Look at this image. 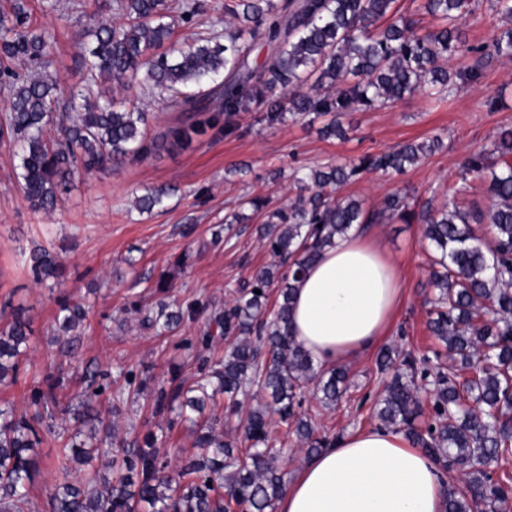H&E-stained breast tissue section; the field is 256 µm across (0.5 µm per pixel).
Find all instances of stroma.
<instances>
[{
    "mask_svg": "<svg viewBox=\"0 0 512 512\" xmlns=\"http://www.w3.org/2000/svg\"><path fill=\"white\" fill-rule=\"evenodd\" d=\"M58 2L66 14L62 21L44 11V0H27V5L33 24L48 29L55 40L46 71L59 76V99L64 102L85 76L84 27L98 15L115 17L116 11L115 0ZM479 3L476 14L460 27L461 39L469 45L489 41L508 25L491 11L490 0ZM448 65L455 71L476 67L481 76L441 101L417 94L384 110L346 113L341 119L347 131L343 139L325 136L320 119L269 125L260 111L243 112L238 116L240 134L208 128L183 146L162 143L143 158L73 179L51 214L33 209L17 184L18 158L9 145H0V328L19 314L31 329L18 378L0 386V403L33 412L36 379L53 375L62 379L58 405H70L86 389L85 372L92 369L97 382L107 387L96 403L99 415L113 424L119 438L139 444L152 433L159 436L157 449L168 460L192 455L188 423L169 422L155 414L153 403L158 388L173 393L195 381L208 352L223 354L229 346L224 338H214L208 352L199 344L210 310L223 308L240 284L272 261L262 218L231 226L224 222L241 196L259 195L270 207H285L296 198L295 170L438 136L443 148L405 173H362L341 187V195L377 208L388 194L405 190L415 205H437L464 184L467 202L487 208L485 184L475 175L460 181L459 165L490 149L500 127L512 125V59L458 54ZM153 188L166 189L163 204L141 210L139 197ZM369 230L397 262L406 294L380 347L449 363L426 326L430 248L422 224H373ZM36 248L57 254L65 265L54 285L35 281L29 256ZM161 280L167 283L162 290L157 287ZM65 300L88 311L72 342L56 332L59 304ZM196 301L204 304V311L175 332L159 336L143 323L146 312L157 310L160 303L184 307ZM376 357L371 351L347 361L349 388L336 405L307 397L305 406L317 434L338 436L376 426L371 412L383 390ZM131 381L141 389L137 402L117 401L115 392ZM65 427L63 435H44L38 447L34 512H47L46 500L58 479L56 458L77 424L70 420Z\"/></svg>",
    "mask_w": 512,
    "mask_h": 512,
    "instance_id": "35a3bbf8",
    "label": "stroma"
}]
</instances>
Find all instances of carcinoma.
<instances>
[{"label": "carcinoma", "mask_w": 512, "mask_h": 512, "mask_svg": "<svg viewBox=\"0 0 512 512\" xmlns=\"http://www.w3.org/2000/svg\"><path fill=\"white\" fill-rule=\"evenodd\" d=\"M396 3L238 0L224 5L233 17L224 36L181 44L173 40V14L190 23L205 12L203 0H116L122 22L94 18L87 27L86 77L70 90V111H56L59 77L16 74L9 109L0 117V141L17 148L25 197L35 208L52 211L58 190L75 176L145 155L148 113L136 98L101 99L104 82L123 91L138 85L143 96L189 112L188 121L161 133L170 144L181 145L216 121L199 103L217 87L227 135L238 130L233 116L254 105L264 106L263 120L269 124L287 117L325 118L323 132L334 135L341 132L339 118L346 112L385 109L415 92L449 94L458 82L477 80V70L448 71V59L459 52L512 57V25L488 44L460 41L459 24L475 11L470 0H426V12L437 21L432 28L400 12ZM258 41L272 46L273 53L258 76L244 75V59ZM53 51L52 36L29 22L22 0H15L12 14L0 13V72L43 63ZM51 127L58 136H47ZM438 147L437 139L403 142L353 165L311 168L297 178V201L286 209H271L258 196L241 202L240 208L263 214V237L275 262L209 318L222 335L239 342L205 360L207 371L186 391L169 397L158 389L155 413L182 417L190 410L201 415L223 398L234 413L237 396L256 386L268 400L247 416L249 447L243 450L224 440L214 416L192 420L194 447L200 452L175 466L159 458L155 436L143 448L125 447L110 430L102 437L92 400L93 373L90 391L78 403L87 430L76 432L63 449L58 461L62 481L48 497V512H228L233 503L247 512H274L284 482L274 465L276 449L268 447L271 430L282 427L294 434L309 454L331 446L333 440L315 437L302 411L303 389L314 384L318 401L330 406L342 398L347 384L343 367L316 366L291 336L294 283L353 225L394 220L423 224L424 238L434 249L427 327L453 363L425 369L422 378L430 379L425 389L416 382V361L410 355L382 349L377 370L391 379L374 406L379 427L403 433L440 466L461 469L446 512H507L512 486V473L504 467L512 459V127L500 129L490 154L472 155L461 166L464 182L471 173L483 174L490 199L485 211L466 204L460 188L440 205L419 212L406 194H390L381 208L371 210L337 194L363 171L401 173ZM474 224L490 225V238H478ZM30 260L37 280L61 277L56 256L41 250ZM269 288L279 295L271 309ZM60 312L63 332L86 317L79 304L63 303ZM195 315L191 306L161 310L146 315L144 323L162 335ZM29 335V323L20 316L0 330L1 385L16 381ZM60 384L61 378L53 376L38 382L30 415L0 404V512H31L37 447L41 435L58 428L55 390ZM425 401L433 419L427 425L418 421ZM108 456L110 480L97 471L75 474L67 465L71 460L89 466Z\"/></svg>", "instance_id": "obj_1"}]
</instances>
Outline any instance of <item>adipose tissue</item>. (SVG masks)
I'll return each instance as SVG.
<instances>
[{"label":"adipose tissue","instance_id":"ef3b65f1","mask_svg":"<svg viewBox=\"0 0 512 512\" xmlns=\"http://www.w3.org/2000/svg\"><path fill=\"white\" fill-rule=\"evenodd\" d=\"M402 300L394 261L356 226L297 281L291 334L315 363L333 366L373 349ZM451 485L423 450L375 427L346 433L312 456L276 512H445Z\"/></svg>","mask_w":512,"mask_h":512}]
</instances>
